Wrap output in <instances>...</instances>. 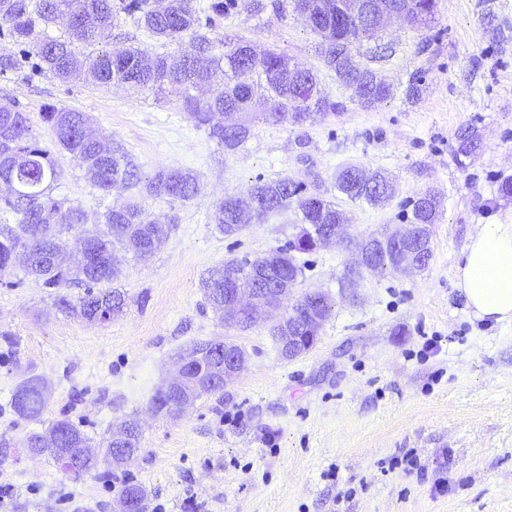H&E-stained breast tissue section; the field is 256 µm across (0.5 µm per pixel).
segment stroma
Returning a JSON list of instances; mask_svg holds the SVG:
<instances>
[{"label": "stroma", "instance_id": "1", "mask_svg": "<svg viewBox=\"0 0 512 512\" xmlns=\"http://www.w3.org/2000/svg\"><path fill=\"white\" fill-rule=\"evenodd\" d=\"M489 16L504 40L485 34ZM207 36L242 38L313 68L337 111L301 125L256 123L245 145L227 153L177 97L46 71L0 73V102L18 103L63 170L56 198L80 207L91 226L107 208L135 201L168 228L149 258L117 250L125 305L110 322L60 310L56 289L23 271L0 284V512H115L128 480L163 512H512V324L473 319L454 277L471 235L512 212V198L499 192L512 177V0H437L428 25L395 21L354 44L357 60L393 87L371 107L324 64L293 0H237ZM122 46L174 61L185 50L122 13L81 52ZM415 81L422 92L411 99ZM51 105L86 113L142 177L167 166L192 171L196 195L154 198L138 185L104 195L59 152L42 120ZM462 126L478 130L483 148L459 163ZM349 163L391 174L394 197L371 205L340 194L336 173ZM282 177L318 184L347 215L352 241L302 255L293 296L323 292L332 313L313 349L291 361L280 358L267 324L224 323L201 288L227 260L253 261L293 239L295 206L235 236L215 223L218 198ZM429 189L442 206L428 266L348 284L356 242L404 230L406 203ZM216 337L247 352L245 369L180 416L153 415L151 399L180 355ZM32 377L47 385L37 422L12 406ZM65 416L97 447L139 417L140 451L112 473L70 480L22 446Z\"/></svg>", "mask_w": 512, "mask_h": 512}]
</instances>
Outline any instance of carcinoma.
Listing matches in <instances>:
<instances>
[{
  "label": "carcinoma",
  "mask_w": 512,
  "mask_h": 512,
  "mask_svg": "<svg viewBox=\"0 0 512 512\" xmlns=\"http://www.w3.org/2000/svg\"><path fill=\"white\" fill-rule=\"evenodd\" d=\"M428 23L435 13V0H386ZM236 0H212L200 10L191 0H121L120 11L137 16V21L156 38L165 42H180L188 37L190 51L182 63L173 67L166 56L157 54L147 59L134 47L113 48L89 61L80 62L76 47L96 41L103 30L112 26L117 16L112 0H0V37L26 47L30 56L38 58L41 69L60 79H69L83 72L94 81L110 86H131L151 89L160 94L181 98L194 126L207 132L224 151H237L251 137L256 122L281 123L294 121L302 113L313 120L337 109L318 87V77L310 69L293 62L273 49H259L245 40L224 42V52L215 53V45L200 34L212 29L216 20L235 8ZM295 10L306 13L305 21L321 38V54L326 66L350 88L358 101L368 107L392 95V88L376 72L361 66L352 54V46L376 36L371 25L351 16L336 18V4L326 0H294ZM64 16L68 20V36L53 39L44 35L43 27ZM224 68V85L212 84L215 70ZM226 112H238L243 127L228 131L220 117ZM42 119L52 133L59 149L85 167L100 190L110 193L144 183L146 193L154 197L188 201L196 191V176L180 167H165L142 180L137 168L125 153L101 137L85 135L90 118L83 112L50 106ZM456 157H469L478 148V137L471 127L457 131ZM21 157L23 163L13 171L0 175L11 184L0 196V206L16 216L13 227L0 229V281L12 274L17 254L25 256V271L43 281L47 288H68L81 284L86 288L79 299L80 313L90 322H108L119 314L124 295L115 288L95 291L101 284L117 277L115 247L121 246L141 256L153 253L152 238L155 221L141 205L128 202L104 214L105 229L83 230L80 238L89 247L91 260L65 271L57 267L54 255L62 252L64 233L84 223L82 210L67 206L52 196V185L58 181L61 169L53 157L33 140L29 118L13 103H0V165ZM366 169L349 164L336 174V189L350 200L376 201L379 189L391 185L389 178L378 171L363 178ZM303 187L283 177L265 181L257 179L248 190L249 199L235 195L222 198L216 205V223L258 224L288 211L293 197ZM413 224H435L440 207L437 195L427 190L412 202ZM342 211L319 194L309 195L301 204V224H334ZM314 251L306 230L268 257L248 261L231 259L244 278L256 279L266 287L278 279L295 280L303 266L295 253ZM399 254L390 247L367 249L364 265L367 272L380 274L395 264ZM358 270V273L365 272ZM205 296L213 309L224 312V268L219 267L203 282ZM298 305L311 318L321 322L331 314V303L319 292H308L298 299ZM16 413L28 420L41 417L46 396L37 381L30 378L19 385L12 398ZM34 457L48 456L54 462L68 455L81 456L90 447V438L67 416L56 420L48 434L33 433L23 443ZM121 494L136 503L138 512H147V493L143 486L130 481Z\"/></svg>",
  "instance_id": "obj_1"
}]
</instances>
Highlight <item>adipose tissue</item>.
<instances>
[{"label":"adipose tissue","instance_id":"1","mask_svg":"<svg viewBox=\"0 0 512 512\" xmlns=\"http://www.w3.org/2000/svg\"><path fill=\"white\" fill-rule=\"evenodd\" d=\"M455 285L474 319L512 323V216L482 225L471 236Z\"/></svg>","mask_w":512,"mask_h":512}]
</instances>
